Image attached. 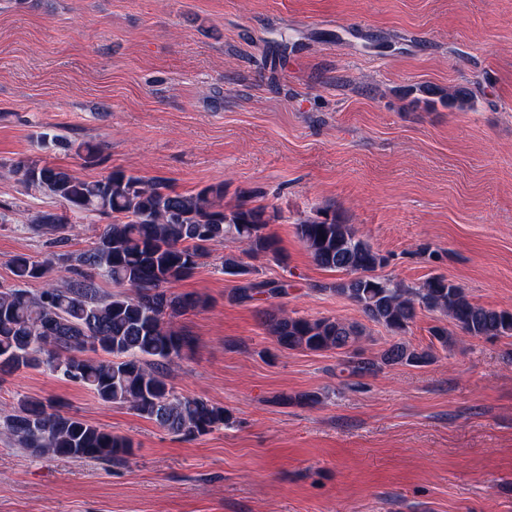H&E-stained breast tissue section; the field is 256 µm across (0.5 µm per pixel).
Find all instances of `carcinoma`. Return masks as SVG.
<instances>
[{"mask_svg":"<svg viewBox=\"0 0 512 512\" xmlns=\"http://www.w3.org/2000/svg\"><path fill=\"white\" fill-rule=\"evenodd\" d=\"M417 92L415 102L427 106L439 102L456 112L473 106L464 88L425 85ZM65 146L87 166L98 164L103 152V145L93 141ZM9 172L25 189L57 199L74 214L106 216L111 222L93 246L75 257L55 250L41 261L26 254L9 258L18 282L52 274L56 279L38 293L0 285V372L32 369L60 375L102 402L126 406L185 441L229 424L231 416L224 408L184 396L168 382L166 365L190 344L172 319L205 305L194 295L171 292V286L193 272L210 245L230 238L241 244L240 254L224 256V274L238 278L230 301L288 295L287 282L255 277L256 267L242 259L281 255L276 237L266 232L276 212L256 203L249 190L238 191L236 203L226 206L222 183L183 194L164 179H147L119 167L95 180L33 161H18ZM30 227L53 236L57 248L67 245L73 230L66 215L56 211L37 212ZM296 231L317 266L346 275L317 286V291L346 296L368 320L396 336L407 331L417 310L424 309L446 317L454 327L431 329L445 350L456 344L458 332L465 337L512 338V310L477 305L464 288L442 275L409 286L376 274L388 265V257L334 214L301 220ZM98 277L110 281L113 291L97 288ZM259 314L284 351L346 354L345 370L351 378L374 377L387 366H423L434 359L432 348L417 349L402 341L367 356L357 348L362 326L338 318L293 317L268 309ZM0 433L35 457L122 462L134 448L126 436L28 396L3 416Z\"/></svg>","mask_w":512,"mask_h":512,"instance_id":"1","label":"carcinoma"}]
</instances>
